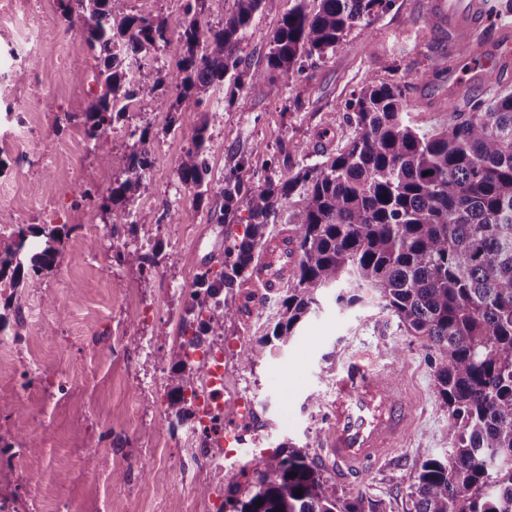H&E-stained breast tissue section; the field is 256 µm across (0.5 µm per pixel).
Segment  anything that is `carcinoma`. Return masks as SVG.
I'll return each instance as SVG.
<instances>
[{
	"mask_svg": "<svg viewBox=\"0 0 512 512\" xmlns=\"http://www.w3.org/2000/svg\"><path fill=\"white\" fill-rule=\"evenodd\" d=\"M128 0H61L64 24L78 30L72 46L95 53L98 93L87 109L86 135L93 148L110 151L107 128L125 115L134 99L150 98L168 110L228 83L258 95L263 78L244 81L238 48L255 14L268 0H236V10L214 28L203 22L210 0H178L182 13L176 69L159 68L152 83L134 84L129 63L168 43L166 18L128 12ZM294 0L269 38L267 73L289 78L305 60L334 51L347 31L367 26L392 7V0ZM179 90L169 104L165 85ZM446 129L423 130L405 119L410 107L401 83L370 81L351 104L357 134L344 148L312 167L242 193L234 174L208 177L211 149L207 126L195 129L178 167V178L196 197L220 203V223L244 226L224 248V269L199 277L200 290L187 302L185 330L224 338L232 302L208 317L210 300L248 274L279 203L299 184L307 186L293 216L297 254L295 278L282 301V318L271 335L252 346L253 363L275 346H286L318 307L322 290L338 288L336 302L352 307L363 290L398 320L410 336L426 340L440 408L448 413L451 448L444 459L427 458L413 477L409 512H512V93L490 100L468 98ZM125 178L96 196L112 224L146 225L151 213L133 208L148 164L150 131L134 130ZM44 246L30 268L16 250L0 253V282L39 287L56 262L60 229L23 227L12 232L17 250L30 235ZM117 264L143 272L157 254L118 250ZM169 409L184 412L185 391L199 370H173ZM246 469L224 472L229 512H389L382 500L360 494L345 498L309 459L305 448L280 445ZM302 495H296L297 491ZM262 504H257V501Z\"/></svg>",
	"mask_w": 512,
	"mask_h": 512,
	"instance_id": "1",
	"label": "carcinoma"
}]
</instances>
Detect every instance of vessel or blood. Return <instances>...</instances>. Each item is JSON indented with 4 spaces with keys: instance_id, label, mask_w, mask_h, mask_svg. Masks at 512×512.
Segmentation results:
<instances>
[{
    "instance_id": "b4317fda",
    "label": "vessel or blood",
    "mask_w": 512,
    "mask_h": 512,
    "mask_svg": "<svg viewBox=\"0 0 512 512\" xmlns=\"http://www.w3.org/2000/svg\"><path fill=\"white\" fill-rule=\"evenodd\" d=\"M486 17L483 0H428L429 22L443 30L474 27ZM512 45L474 56L469 66L498 72ZM415 406L392 369L375 361L356 363L336 383V397L326 413L323 458L339 477L363 473L394 450L407 435Z\"/></svg>"
}]
</instances>
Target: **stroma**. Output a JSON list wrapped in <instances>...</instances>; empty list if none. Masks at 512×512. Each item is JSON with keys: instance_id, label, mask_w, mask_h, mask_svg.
<instances>
[{"instance_id": "1", "label": "stroma", "mask_w": 512, "mask_h": 512, "mask_svg": "<svg viewBox=\"0 0 512 512\" xmlns=\"http://www.w3.org/2000/svg\"><path fill=\"white\" fill-rule=\"evenodd\" d=\"M27 0H0V210L16 224L59 227V254L37 288L1 286L14 295L20 321L0 332L20 336L0 358V450L24 449L27 471L0 466V499L14 512L76 506L81 512H186L207 501L222 477L179 475L184 445L168 436L161 399L172 388L171 370L183 353L175 341L183 307L199 288L204 270L219 271L228 225L219 205L197 199L177 177L179 160L198 126L213 143L211 177L236 173L244 189L290 170L312 167L354 137L348 104L376 79L401 82L412 104L409 117L426 130L447 127L473 95L512 93V60L496 81L480 71L450 67L430 77V60L455 55L450 34L432 27L426 0H394L370 25L352 28L325 58L306 62L294 78L274 77L263 94L244 99L216 86L201 103L171 112L137 100L108 128L109 155L94 152L85 133L95 60L70 50L59 0H41L32 14ZM293 0H269L239 45L243 69L265 70L272 32ZM26 70L25 80L15 73ZM150 128L151 164L146 191L135 202L152 211L154 225L129 233L111 228L106 215L79 189H107L121 175L130 151V130ZM249 164L239 167L240 157ZM303 188L283 200L264 244L244 278L224 294L236 315L224 323V423L254 447L273 452L293 444L319 458L326 405L349 357L369 350L378 365L397 370L417 403L403 446L381 464L339 483L345 496L364 495L406 512L414 472L422 459L448 453V415L439 407L425 341L403 333L373 301L343 309L326 291L287 348L255 363L246 357L279 320L280 299L294 280L293 214ZM155 247L160 263L151 273L119 265L116 244ZM280 276L266 287L261 270ZM37 372H30V362ZM258 404L256 420L241 421L235 395ZM45 473L33 491L28 472Z\"/></svg>"}]
</instances>
